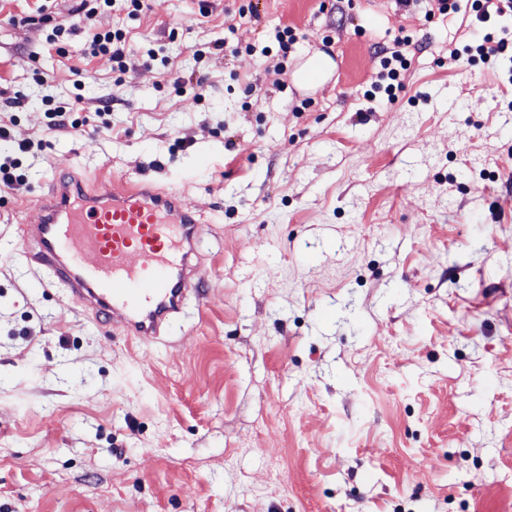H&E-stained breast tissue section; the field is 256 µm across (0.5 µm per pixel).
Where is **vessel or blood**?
<instances>
[{
    "instance_id": "b4317fda",
    "label": "vessel or blood",
    "mask_w": 512,
    "mask_h": 512,
    "mask_svg": "<svg viewBox=\"0 0 512 512\" xmlns=\"http://www.w3.org/2000/svg\"><path fill=\"white\" fill-rule=\"evenodd\" d=\"M29 265L48 269L82 308L125 336L156 339L204 271L199 225L181 196L150 183L59 175L24 231Z\"/></svg>"
}]
</instances>
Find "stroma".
I'll return each instance as SVG.
<instances>
[{
	"mask_svg": "<svg viewBox=\"0 0 512 512\" xmlns=\"http://www.w3.org/2000/svg\"><path fill=\"white\" fill-rule=\"evenodd\" d=\"M458 4L0 0V156L24 176L0 190V512H512V62L449 63L483 36ZM116 27L122 61L90 54ZM404 35L391 101L372 83ZM322 51L331 78L297 87ZM57 171L197 213L205 273L167 336L26 265Z\"/></svg>",
	"mask_w": 512,
	"mask_h": 512,
	"instance_id": "stroma-1",
	"label": "stroma"
}]
</instances>
